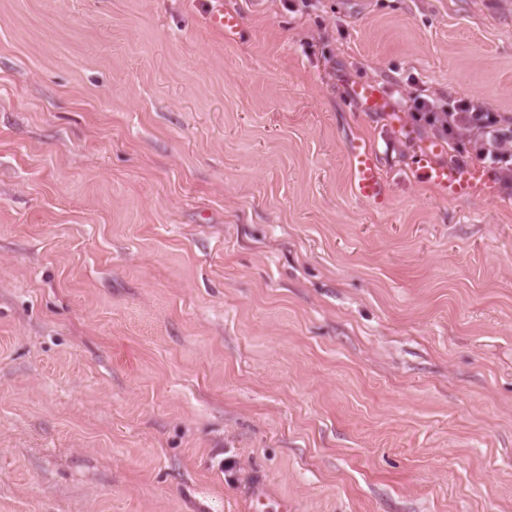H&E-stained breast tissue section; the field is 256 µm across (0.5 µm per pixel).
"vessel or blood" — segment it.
I'll list each match as a JSON object with an SVG mask.
<instances>
[{"mask_svg":"<svg viewBox=\"0 0 512 512\" xmlns=\"http://www.w3.org/2000/svg\"><path fill=\"white\" fill-rule=\"evenodd\" d=\"M208 23L215 31L231 38L239 34L241 21L236 14L223 10L211 13ZM351 99L363 112L386 111V98L382 90L373 83L352 82ZM435 148L425 147L416 154L414 168L436 190L448 200H460L481 194L494 197L496 188L487 171L478 165L459 164L440 166L434 164ZM350 169V189L354 197L374 209H385L389 203V187L382 174L380 155L374 143L360 139L347 148Z\"/></svg>","mask_w":512,"mask_h":512,"instance_id":"obj_1","label":"vessel or blood"}]
</instances>
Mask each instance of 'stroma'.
I'll list each match as a JSON object with an SVG mask.
<instances>
[{
  "label": "stroma",
  "instance_id": "1",
  "mask_svg": "<svg viewBox=\"0 0 512 512\" xmlns=\"http://www.w3.org/2000/svg\"><path fill=\"white\" fill-rule=\"evenodd\" d=\"M223 2L0 0V512H512V180L407 104L512 117V0ZM222 6L211 13L208 23L215 31L224 35L225 38H231L239 34L241 29V21L236 14L224 13V4L220 0ZM350 93L351 100L359 107L360 112H387L385 95L375 84L352 81ZM350 169V189L354 197L376 210L389 203V187L374 143L359 139L347 148ZM440 149V146L425 147L415 155L414 168L441 198L460 200L474 194H483L490 198L496 195V188L483 167L471 164H434L432 159Z\"/></svg>",
  "mask_w": 512,
  "mask_h": 512
}]
</instances>
